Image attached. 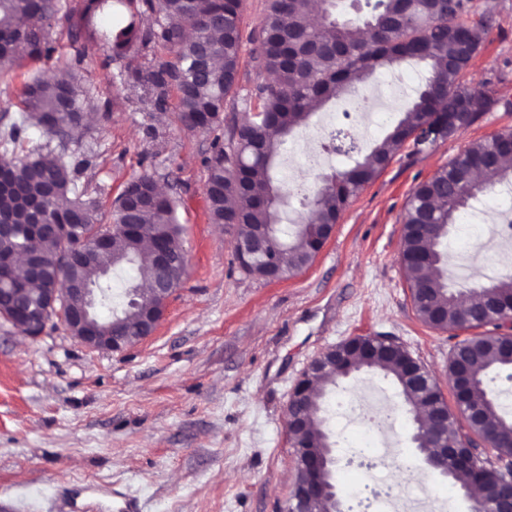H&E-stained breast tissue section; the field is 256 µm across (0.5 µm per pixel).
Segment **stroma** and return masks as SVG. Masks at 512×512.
Returning a JSON list of instances; mask_svg holds the SVG:
<instances>
[{"mask_svg": "<svg viewBox=\"0 0 512 512\" xmlns=\"http://www.w3.org/2000/svg\"><path fill=\"white\" fill-rule=\"evenodd\" d=\"M493 27L473 58L463 84L487 91L494 104L453 137L422 145L406 142L380 175L344 210L312 265L269 283L245 275L235 259V231L208 218L204 160L212 134L186 129L178 98L152 118L141 88L126 83L127 64H159L167 50L131 51L107 61L97 43L81 54L79 75L92 89L91 119L83 137L87 167L79 176L102 209L123 186L151 175L174 197L188 275L170 298L152 335L120 352L88 348L63 324L22 335L0 317V512H116L134 501L137 512H283L296 477L297 453L288 433V401L297 380L321 353L351 336H392L449 393L448 358L454 330L433 329L416 316L400 260L402 222L417 184L431 178L471 143L512 131V0H472ZM266 0H243L242 92L256 81L249 35ZM58 74L53 60L20 61L0 82V115H15L31 73ZM425 75L406 61L376 71L357 114L344 96L313 112L288 140L273 175L289 190L282 208L303 213L295 185L345 166L326 153L323 137L337 113L353 115L366 144L381 140L391 116L409 106ZM501 190L476 202L465 229H452L456 251L483 235L500 206ZM494 248L449 256L452 288L468 290L496 276ZM401 400L383 373L369 370L340 380L325 398L336 484L352 512L378 489L380 478L432 500L444 479L410 441L412 424L387 425L369 443V418L380 408L399 411ZM376 453H368V445ZM418 483L408 484L406 471Z\"/></svg>", "mask_w": 512, "mask_h": 512, "instance_id": "1", "label": "stroma"}]
</instances>
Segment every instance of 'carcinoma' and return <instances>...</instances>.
I'll list each match as a JSON object with an SVG mask.
<instances>
[{"label": "carcinoma", "instance_id": "cac0c4a2", "mask_svg": "<svg viewBox=\"0 0 512 512\" xmlns=\"http://www.w3.org/2000/svg\"><path fill=\"white\" fill-rule=\"evenodd\" d=\"M267 12L251 39L252 57L258 68L273 75L250 91L255 106L228 131L227 144L217 136L213 154L205 159V195L213 224H237L238 235L251 227L271 228L268 252L275 258L279 279L307 269L327 237L323 225L336 224L341 214L365 185L375 180L400 148L428 118L438 123L448 113L467 104L466 126L476 123L490 108V97L464 98L462 78L473 55L460 52L464 40L482 41L491 30V19H473L471 0H376L365 20L335 25L327 16L326 0H267ZM243 0H0V70L18 61L24 47L32 62L49 61L57 52L56 30L67 32L72 43L93 39L112 60L127 57L133 49L161 46L171 59L127 70L128 82L150 94L151 106L164 109L169 91L178 95V119L189 130L221 129L226 109L236 110L241 68ZM155 16L142 25V16ZM418 60L426 75L408 107L393 121L386 136L366 154L335 172L304 197L309 210L300 219H288L279 210L280 187L272 170L281 146L300 122L362 83L375 71L406 60ZM91 89L72 74L65 81L34 76L23 85L19 115L0 117V148L18 153L17 161L0 166V221L14 225L26 250L42 259L39 282L43 288H72L92 284L101 288L100 312L112 319L120 336H138L140 317L152 304L148 300L117 309L112 304V281L105 270L128 268L135 273L125 292L142 283L169 278L145 242L127 234L112 236L101 253L100 267L64 264L56 257L79 242V236L95 239L118 224H146L164 230L166 248L182 261L186 258L180 239L176 205L169 195L157 193L155 180L143 174L128 181L116 197L110 216L100 212L96 201L86 197L78 184L81 164L67 168L60 159L44 153L46 145L32 129L49 136L60 135L78 152L82 148L85 104ZM512 144V132L478 141L453 158L430 179L419 183L408 201L402 228L401 263L413 307L425 325L445 330H470L462 320L459 294L448 287L442 272L447 255L441 246L448 229L468 214L470 202L512 184V168L501 164ZM263 181L255 184L254 175ZM78 224L79 232L63 237L55 231L37 236L28 225ZM12 244L0 243V316L13 318L18 275L12 267ZM247 275L265 279L266 267L258 260L237 258ZM493 295L505 307L512 305V280L489 279ZM467 336L452 348L448 370L460 366L470 378L468 404L482 408L472 423V435H464L457 419L448 421L438 436L450 443L466 438L491 437L498 458H512V420L500 415L488 397L485 378L489 372L512 369V347L496 333ZM370 342L368 336H351L336 349L342 364L330 361L300 393L298 406L305 412L307 429L295 442L308 453L324 457L330 447L325 429L324 399L337 381L362 369H377L391 377L406 407L432 402L446 405L434 381L414 384L407 367H417L412 354L401 346L382 360L356 356L353 348ZM494 462L480 461L473 478L490 493Z\"/></svg>", "mask_w": 512, "mask_h": 512}]
</instances>
